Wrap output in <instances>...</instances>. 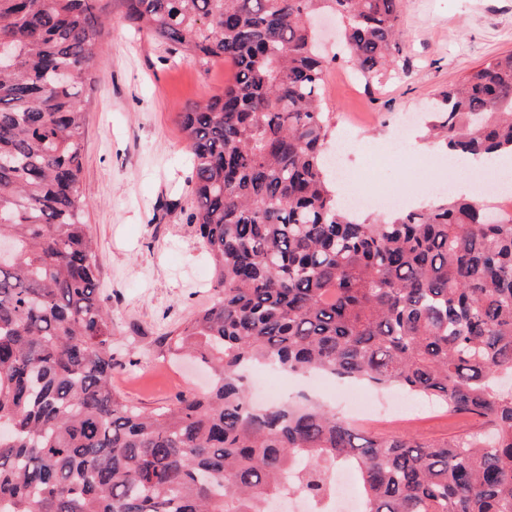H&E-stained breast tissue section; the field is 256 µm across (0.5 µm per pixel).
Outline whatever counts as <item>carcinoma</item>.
<instances>
[{"instance_id": "carcinoma-1", "label": "carcinoma", "mask_w": 512, "mask_h": 512, "mask_svg": "<svg viewBox=\"0 0 512 512\" xmlns=\"http://www.w3.org/2000/svg\"><path fill=\"white\" fill-rule=\"evenodd\" d=\"M183 60H229L224 93L180 113L187 223L210 305L163 337L208 364L166 408L112 388V311L80 189L85 104L101 63L93 0H0V512H264L322 499L339 466L362 512H512V211L449 196L354 214L325 164L335 123L315 17L378 80L403 0H122ZM433 130L460 154L512 155V52L448 87ZM319 372L482 419L443 441L365 436L312 402L252 403L246 372Z\"/></svg>"}]
</instances>
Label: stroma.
I'll return each mask as SVG.
<instances>
[{
  "label": "stroma",
  "instance_id": "stroma-1",
  "mask_svg": "<svg viewBox=\"0 0 512 512\" xmlns=\"http://www.w3.org/2000/svg\"><path fill=\"white\" fill-rule=\"evenodd\" d=\"M404 52L397 75L374 88L350 81L353 70L335 16L318 27L330 60L325 105L335 135L357 136L354 189L369 185L368 154L405 136L410 154L445 156L426 127L448 85L494 56L512 52V0H403ZM104 21L94 43L102 70L85 89V151L80 188L84 221L97 243L100 300L112 311L118 364L112 385L147 408L173 403L184 392L208 389L211 377L187 358L162 357V336L209 302L211 271L187 222L188 154L178 114L188 103L223 90L228 63L170 60L166 47L123 20L122 0H96ZM278 399L309 395L340 404L335 381L277 373ZM346 419L378 436L412 434L437 440L468 427L439 409L404 416Z\"/></svg>",
  "mask_w": 512,
  "mask_h": 512
}]
</instances>
